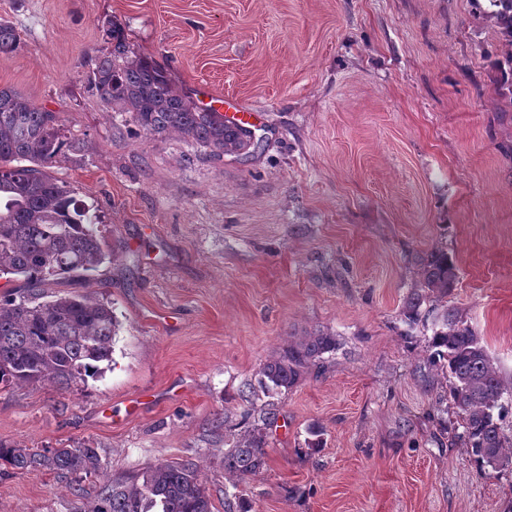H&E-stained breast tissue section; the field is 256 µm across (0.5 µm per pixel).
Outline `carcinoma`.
Listing matches in <instances>:
<instances>
[{"label":"carcinoma","mask_w":512,"mask_h":512,"mask_svg":"<svg viewBox=\"0 0 512 512\" xmlns=\"http://www.w3.org/2000/svg\"><path fill=\"white\" fill-rule=\"evenodd\" d=\"M487 16L512 45V0H487ZM111 51L95 59L90 84L108 110L128 113L150 135L181 134L215 155L245 157L257 146L254 132L231 124L213 109L176 91L163 68L133 51L124 32L109 30ZM21 47L17 30L0 21V54ZM76 148L65 135L59 113L33 104L10 87H0V276L21 280L23 287L0 295V386L29 384L67 387L86 384L112 361L118 321L112 306L87 295L54 296L42 287L96 270L106 260L90 212L66 182L49 168L63 148ZM457 267L445 251H433L423 268L420 287L407 297L404 318L418 320L421 305L448 296ZM429 348L434 366L448 379L446 399L458 411L462 439L471 454L494 472L512 468V440L502 421L512 405L480 336L453 312L438 317ZM336 349L330 335L311 336L286 348L260 370L266 391H286L321 355ZM275 403L267 404L263 426L224 450V472L240 483L266 467L264 428L275 420ZM0 460L15 469L49 471L80 483L100 470L98 449L11 448L0 442ZM85 512H213L198 467L189 460L160 463L99 485Z\"/></svg>","instance_id":"cac0c4a2"}]
</instances>
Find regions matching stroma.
I'll return each instance as SVG.
<instances>
[{"mask_svg": "<svg viewBox=\"0 0 512 512\" xmlns=\"http://www.w3.org/2000/svg\"><path fill=\"white\" fill-rule=\"evenodd\" d=\"M485 0H0L22 48L0 85L59 113L81 152L55 176L96 207L111 258L49 295L111 303L113 362L87 388L0 389V442H89L98 478L0 464V512H79L97 482L197 464L240 512H512V469L446 433L431 319L404 302L445 250L447 297L512 387V52ZM193 99L258 112L262 145L215 156L110 112L88 74L109 25ZM322 367L268 397L259 370L316 334ZM279 413L267 466L224 472L247 415Z\"/></svg>", "mask_w": 512, "mask_h": 512, "instance_id": "35a3bbf8", "label": "stroma"}]
</instances>
